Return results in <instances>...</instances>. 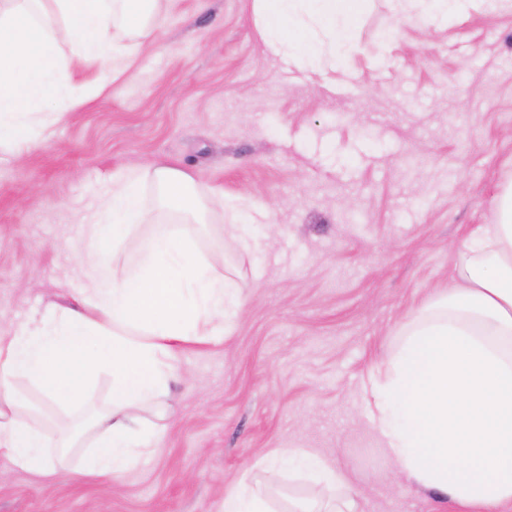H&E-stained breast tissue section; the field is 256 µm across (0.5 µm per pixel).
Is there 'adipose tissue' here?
Listing matches in <instances>:
<instances>
[{"mask_svg": "<svg viewBox=\"0 0 512 512\" xmlns=\"http://www.w3.org/2000/svg\"><path fill=\"white\" fill-rule=\"evenodd\" d=\"M263 39L282 62L316 66L327 47L353 48L362 0H255ZM402 21L431 27L467 13L473 0H390ZM154 178L161 204L194 212V179L162 165ZM141 175L113 178L94 223L79 242L90 286L67 305L11 320L0 335V456L21 471L50 477L95 433L94 451L78 469L122 483L152 456L163 427L141 419L162 408L172 381L181 378L186 345L223 341L241 304L232 280L219 274L224 255H204L178 231L143 245L131 274L110 269V238L138 226L143 213ZM457 287L417 323L393 361L392 377L367 390L370 416L407 482L477 508L512 504V185L498 196L494 220L463 242ZM112 379V396L87 405L91 383ZM38 390L76 423L57 428L29 396ZM263 464H290L322 488L325 499L292 503L289 512H356L344 471L306 448H278Z\"/></svg>", "mask_w": 512, "mask_h": 512, "instance_id": "1", "label": "adipose tissue"}]
</instances>
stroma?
<instances>
[{
    "label": "stroma",
    "mask_w": 512,
    "mask_h": 512,
    "mask_svg": "<svg viewBox=\"0 0 512 512\" xmlns=\"http://www.w3.org/2000/svg\"><path fill=\"white\" fill-rule=\"evenodd\" d=\"M128 72L55 123L22 158L0 147V315L24 319L70 290L82 225L114 176L174 165L223 197L204 225L173 216L134 228L114 253L124 276L157 230L184 229L201 252L225 224L242 304L222 343L184 354L159 451L122 484L41 479L0 457V512H221L238 480L278 504L322 495L275 448L339 460L359 512H464L400 478L368 420L366 386L396 354L406 324L454 284L457 246L491 223L512 182V13L475 0L434 30L364 0L355 51L312 69L283 64L258 29L254 0H158Z\"/></svg>",
    "instance_id": "35a3bbf8"
}]
</instances>
